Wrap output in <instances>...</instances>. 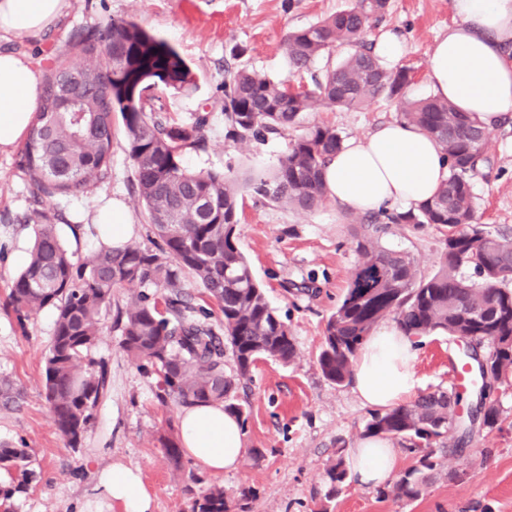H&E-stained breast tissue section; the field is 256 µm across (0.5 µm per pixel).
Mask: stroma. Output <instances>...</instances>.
Segmentation results:
<instances>
[{
	"label": "stroma",
	"mask_w": 512,
	"mask_h": 512,
	"mask_svg": "<svg viewBox=\"0 0 512 512\" xmlns=\"http://www.w3.org/2000/svg\"><path fill=\"white\" fill-rule=\"evenodd\" d=\"M69 16L41 40L21 50L44 73L61 54L73 53L78 31L109 19H132L169 41L186 59L196 85L186 91L164 90V113L181 124L208 112L207 149L188 152L182 161L194 171L260 178L272 174L289 143L309 127H334L343 139L363 137L378 124L399 119V102L381 98L357 108L322 107L304 113L285 132L259 140H235L225 130L223 89L242 68L268 78H288L284 49L288 32L305 28L351 6L352 0H73ZM453 20L450 0H388L370 40L393 33L402 36L400 61L412 82L410 100L432 96L429 59L437 36ZM485 150L492 169L473 180L477 216L485 230L512 235V118L491 133ZM133 167L123 137L112 147L109 178L87 194L59 205V230L69 252L81 257L96 246L90 236H73L69 226L79 213L114 199L131 226L130 244L155 247L158 239L132 193ZM36 204L20 167L19 150L0 153V445L29 449L35 479L18 496L14 512H86L98 471L122 463L138 467L153 512H190L201 490L223 486L233 494L256 490L250 512H512V386H502L501 420L494 429L478 428L461 444L440 453L441 466L425 492L415 500L385 498L378 488L346 481L333 500H326L325 469L340 448L362 438L369 418L351 383L327 381L317 365L323 327L335 309L358 261L355 228L364 214L336 205L332 198L311 211L262 198L245 190L239 199L237 241L271 304L288 324L296 360L283 365L258 361L250 382L239 393L248 413L243 433L245 454L238 470L213 476L190 458L174 467L162 440L177 437L180 406L161 402L160 379L138 368L122 350L117 311L136 298L135 286L112 291V310L102 320L103 334L90 352L108 369V387L79 448L58 433L43 391L45 356L55 328L56 312L46 308L18 322L6 304L19 271L17 250L29 249ZM385 247L410 251L419 270H438L441 236L426 228L409 232L391 226ZM417 394L456 390L462 343L443 334L415 338Z\"/></svg>",
	"instance_id": "stroma-1"
}]
</instances>
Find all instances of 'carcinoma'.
Instances as JSON below:
<instances>
[{"label": "carcinoma", "instance_id": "cac0c4a2", "mask_svg": "<svg viewBox=\"0 0 512 512\" xmlns=\"http://www.w3.org/2000/svg\"><path fill=\"white\" fill-rule=\"evenodd\" d=\"M387 0L355 3L323 20L288 32L285 52L290 71L307 73L321 57L344 48L341 59L311 84L295 90L256 71L240 69L224 84L227 134L237 140L265 131L288 129L299 116L319 107L361 108L381 97L403 95L410 71L389 70L365 39ZM76 55L60 56L43 74L44 92L33 112L21 166L38 201L78 197L107 179L112 168L115 120H120L132 161L138 201L146 223L161 240L157 250L100 242L77 261L65 248L58 225L42 212L34 243L17 274L9 304L28 318L45 308L56 311L53 339L45 357L43 390L56 429L72 447L81 444L93 410L105 394L107 371L88 357L102 335L101 313L112 304V288L161 284L164 303L140 293L121 320V348L142 368L160 377L164 398L180 406L222 403L247 424L236 398L240 382L255 364H288L296 357L293 336L271 305L266 288L237 246L239 191L251 188L267 199L312 210L324 199L322 169L342 147V137L326 125L310 127L295 139L268 178L242 181L222 171H192L181 157L205 149L208 116L182 125L155 108L156 90L192 84L179 52L165 39L132 19H109L77 34ZM78 111L69 109V95ZM403 120L431 137L448 160V179L428 201L408 212L381 211L368 217L356 239L359 261L347 288L326 320L317 364L325 379L341 385L371 330L392 316L408 336L432 333L470 339L472 359L482 356L492 379L488 405L471 416L472 426L493 429L501 409L491 395L512 375V239L486 232L476 215L472 179L490 166L483 149L489 132L469 112L436 96L407 101ZM428 226L443 237L439 270L418 273L412 254L383 246L389 225ZM473 268L480 280L459 275ZM189 273L222 314L220 331L208 314L182 300V275ZM485 349L479 353V349ZM231 353L233 376L224 374ZM457 395L423 394L411 405L370 414L364 434L397 440L416 453L383 497L414 500L439 466L436 449L454 431ZM26 448L0 446V470L10 475L0 485V512H12L14 498L35 477ZM343 456L326 467L331 491L344 483ZM255 492L243 488L230 499L212 485L196 498L191 512H250Z\"/></svg>", "mask_w": 512, "mask_h": 512}]
</instances>
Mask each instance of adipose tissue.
<instances>
[{
  "mask_svg": "<svg viewBox=\"0 0 512 512\" xmlns=\"http://www.w3.org/2000/svg\"><path fill=\"white\" fill-rule=\"evenodd\" d=\"M71 0H0V37L19 42L40 38L72 9ZM454 22L440 34L430 57L428 79L435 96L459 111L472 112L495 128L512 114V0H451ZM42 85L27 57L0 51V152L12 149L30 128ZM448 177L438 144L417 127L394 120L344 144L325 165L328 195L354 212L409 211L429 200ZM410 337L397 323L376 326L354 359L352 379L360 401L387 409L418 385ZM179 444L186 455L214 475L237 470L244 455L242 432L222 404L184 409ZM359 483L380 486L397 470L388 439L359 440L349 451ZM95 500L120 512H152V499L139 468L115 464L98 471Z\"/></svg>",
  "mask_w": 512,
  "mask_h": 512,
  "instance_id": "1",
  "label": "adipose tissue"
}]
</instances>
